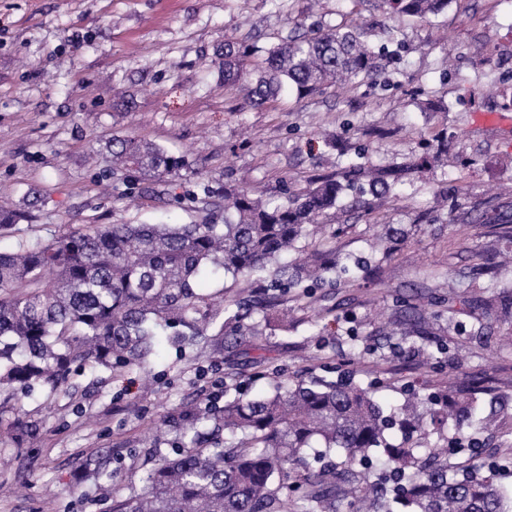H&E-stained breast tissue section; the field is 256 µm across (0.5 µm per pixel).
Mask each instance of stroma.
Listing matches in <instances>:
<instances>
[{"mask_svg":"<svg viewBox=\"0 0 512 512\" xmlns=\"http://www.w3.org/2000/svg\"><path fill=\"white\" fill-rule=\"evenodd\" d=\"M358 23L392 28L407 51L399 70L303 97L289 91L250 105L224 82V45L263 49L302 33ZM512 70V0H452L447 12L393 18L372 0H0V202L27 210L20 235L42 242L79 224H187L194 213L120 195L101 140L134 136L187 156L212 186L232 183L280 201L355 162L381 167L418 157L447 136V163L351 208L343 198L327 230L299 248L335 250L367 264L373 281L346 277L329 295L293 300L291 313L256 314L253 339L218 329L198 348L162 346L154 381L133 369L76 391L23 399L0 442V512H38L44 490L57 512H98L77 475L114 450L143 476L144 453L171 447L184 402L218 404L237 391L266 394L296 378L352 372L376 399L399 406L407 388L444 394L469 385L503 405L483 436L506 463L512 489V316L480 305L488 284L512 293V108L499 83ZM443 102L428 110L422 95ZM493 210L498 225L481 215ZM406 236L391 245L389 235ZM453 285V316L420 322L395 299L429 300Z\"/></svg>","mask_w":512,"mask_h":512,"instance_id":"obj_1","label":"stroma"}]
</instances>
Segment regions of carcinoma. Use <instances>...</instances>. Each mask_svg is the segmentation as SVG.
Instances as JSON below:
<instances>
[{
  "label": "carcinoma",
  "instance_id": "1",
  "mask_svg": "<svg viewBox=\"0 0 512 512\" xmlns=\"http://www.w3.org/2000/svg\"><path fill=\"white\" fill-rule=\"evenodd\" d=\"M396 16L427 19L451 0H375ZM362 25L317 29L265 51L251 66V49L224 44V83L240 84L261 106L283 88L321 92L337 81L362 84L399 57L400 47L369 45ZM112 173L126 195H162L198 214L189 224L78 226L46 243L18 241L0 249V411L15 410L36 388L47 398L68 394L73 372L96 379L137 368L149 372L160 341L191 344L212 325L229 336H252V311L281 305L309 288L336 285V252L312 250L285 262L309 225L336 207L345 191L389 194L413 174L448 156L438 136L417 163L366 172L353 165L320 178L301 194L264 205L249 188L224 184L222 213L215 191L200 182L186 189L184 156L137 137L107 143ZM26 213L0 207V235L19 231ZM230 275L245 289L229 300L224 290L197 283ZM490 312L512 314V297L481 300ZM477 387L448 392L446 401L412 393L386 410L352 374L334 381L296 380L264 397L241 394L224 406L186 404L175 412L191 447L155 449L142 489L128 497L120 474L86 463L81 481L103 492L102 512H512V496L485 472L448 463L421 440L454 422L453 442L481 454L468 427L484 434L499 420L479 404ZM399 427L398 444L386 431Z\"/></svg>",
  "mask_w": 512,
  "mask_h": 512
}]
</instances>
